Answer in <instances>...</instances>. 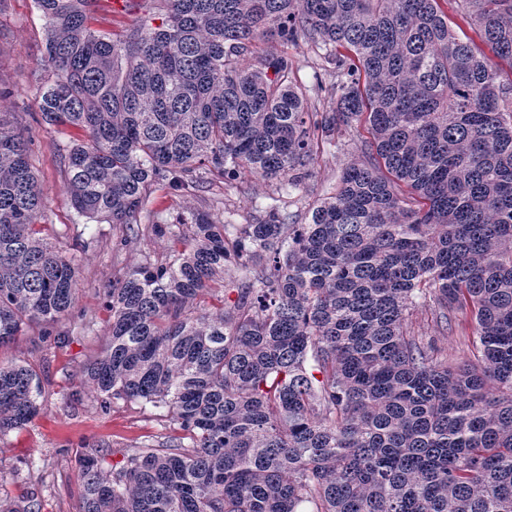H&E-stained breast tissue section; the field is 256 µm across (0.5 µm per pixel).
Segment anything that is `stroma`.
<instances>
[{
    "mask_svg": "<svg viewBox=\"0 0 512 512\" xmlns=\"http://www.w3.org/2000/svg\"><path fill=\"white\" fill-rule=\"evenodd\" d=\"M46 38L34 0H0V118L30 143L28 162L47 194L40 235L75 256L77 282L74 306L60 323L31 325L0 347V361L22 362L36 371L41 391V411L32 422L0 437V502L22 507L32 500L40 512H80V454L102 449V467L108 472L125 449L154 446L180 434L166 409L149 403L116 400L101 408L80 374L105 341L110 319L106 293L117 277L147 261L167 263L182 248L177 240L153 235L150 225L188 224L197 213L217 224H248L275 205L297 223H307L312 206L334 193L342 168L362 160L363 153L356 133H342L320 143L312 173L300 188L280 189L275 182L255 179L245 193L210 180L187 191L159 186L139 217V231L87 220L67 201L64 165L68 146L83 134L46 125L36 105L39 89L51 78L43 65ZM257 53L288 56L299 81L311 89L312 109H333L334 97L313 90L324 63L305 38L288 44L265 40ZM411 329L452 365L470 356L466 333L445 330L431 314L416 315Z\"/></svg>",
    "mask_w": 512,
    "mask_h": 512,
    "instance_id": "obj_1",
    "label": "stroma"
}]
</instances>
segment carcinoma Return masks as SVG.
<instances>
[{"mask_svg": "<svg viewBox=\"0 0 512 512\" xmlns=\"http://www.w3.org/2000/svg\"><path fill=\"white\" fill-rule=\"evenodd\" d=\"M148 0L161 25L114 37L96 0H35L46 21L36 103L85 140L64 159L78 215L134 229L153 190L202 174L298 188L314 142L364 128L307 224H153L190 245L134 267L81 376L168 409L183 435L81 460V512H512V0ZM323 52L336 106L314 112L285 56ZM0 118V346L76 298L74 257L35 237L44 189ZM236 298L190 312L226 275ZM424 308L471 329L454 368L409 330ZM29 366L0 365V435L40 412ZM442 7L448 14V26L454 29V31H456V33H458V35L461 36L462 38H465V36H467L470 39H472L478 47H480L486 52V54L490 56L492 55L489 52L488 47L485 44H483L477 37L474 30H472L467 24L461 21V19L455 12L456 5L453 2L448 1V5L443 4Z\"/></svg>", "mask_w": 512, "mask_h": 512, "instance_id": "cac0c4a2", "label": "carcinoma"}]
</instances>
